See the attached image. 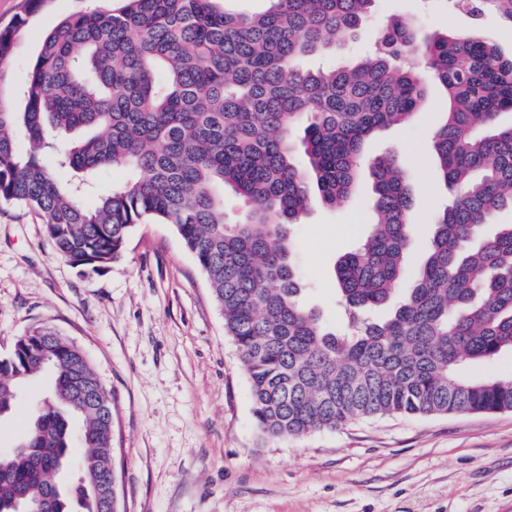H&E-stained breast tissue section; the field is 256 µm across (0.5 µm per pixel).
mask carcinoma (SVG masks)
I'll list each match as a JSON object with an SVG mask.
<instances>
[{"instance_id":"obj_1","label":"carcinoma","mask_w":512,"mask_h":512,"mask_svg":"<svg viewBox=\"0 0 512 512\" xmlns=\"http://www.w3.org/2000/svg\"><path fill=\"white\" fill-rule=\"evenodd\" d=\"M49 0H22L0 28V205L45 219L56 254L80 270L119 261L135 226L170 224L209 281L248 376L259 432L301 437L385 414L512 411V378L466 366L512 352V224L485 226L512 208V57L487 38L436 33L397 17L359 62L303 71L301 58L355 35L375 0H270L262 14L216 0H120L64 18L42 41L20 93L8 69L21 28ZM448 13L493 15L512 28V0H444ZM443 90L447 119L433 165L447 203L419 277L400 288L414 225L412 190L391 156L372 159L370 233L335 267L342 332L300 302L286 227L311 195L347 199L374 133L408 121L427 85ZM307 115L300 138L293 129ZM28 143L19 148L17 134ZM309 169L294 163L296 149ZM130 178L98 193L99 173ZM70 170L64 182L59 172ZM246 205L227 220L224 189ZM98 195L93 208L86 196ZM400 299L384 321L370 310ZM51 374L47 395L27 391ZM80 372L101 380L81 347L50 331L20 337L0 359V419L20 405L31 421L0 457V512L62 497L57 512H89L85 496L112 468V434L98 408L73 400ZM79 447V481L63 480Z\"/></svg>"}]
</instances>
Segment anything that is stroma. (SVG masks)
I'll return each instance as SVG.
<instances>
[{
	"label": "stroma",
	"instance_id": "1",
	"mask_svg": "<svg viewBox=\"0 0 512 512\" xmlns=\"http://www.w3.org/2000/svg\"><path fill=\"white\" fill-rule=\"evenodd\" d=\"M90 0H49L19 38L10 82L24 84L45 35ZM423 32L491 33L512 56V29L491 15L449 18L439 0H377L357 38L327 63L359 60L388 18ZM443 95H428L404 124L368 139L366 157L393 156L416 198L405 281L421 272L432 234V138ZM372 180L349 200L311 196L290 228L302 304L338 329L335 266L369 233ZM49 327L79 345L112 397V448L121 512H512V412L386 415L299 438L264 439L250 384L209 282L168 224H140L102 273L58 257L35 212L0 206V358L19 337Z\"/></svg>",
	"mask_w": 512,
	"mask_h": 512
}]
</instances>
